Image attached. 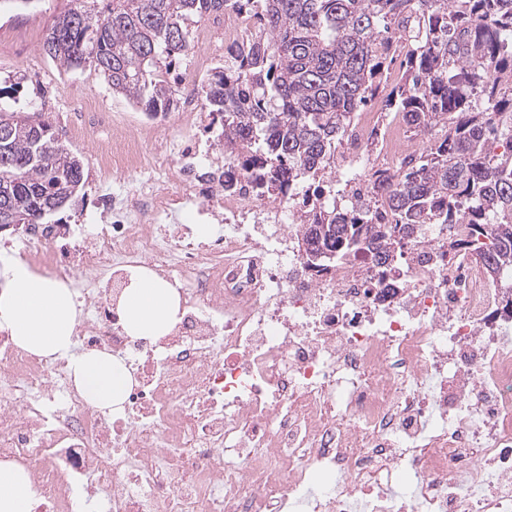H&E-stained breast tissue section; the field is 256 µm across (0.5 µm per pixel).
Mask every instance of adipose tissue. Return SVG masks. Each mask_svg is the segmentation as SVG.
<instances>
[{"mask_svg": "<svg viewBox=\"0 0 512 512\" xmlns=\"http://www.w3.org/2000/svg\"><path fill=\"white\" fill-rule=\"evenodd\" d=\"M175 288L146 268L131 271L118 314L128 335H167L179 320ZM78 307L71 287L38 273L24 260L0 261V330L21 349L46 358L69 356L73 380L86 401L101 410L119 409L132 384L124 363L111 354H74ZM37 492L27 471L0 462V512H32Z\"/></svg>", "mask_w": 512, "mask_h": 512, "instance_id": "1", "label": "adipose tissue"}]
</instances>
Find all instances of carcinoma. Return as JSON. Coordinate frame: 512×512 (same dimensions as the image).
Returning <instances> with one entry per match:
<instances>
[{
  "label": "carcinoma",
  "instance_id": "cac0c4a2",
  "mask_svg": "<svg viewBox=\"0 0 512 512\" xmlns=\"http://www.w3.org/2000/svg\"><path fill=\"white\" fill-rule=\"evenodd\" d=\"M250 1L266 37L212 77L206 104L224 117L219 145L262 194L327 180L395 42L407 54L388 107L430 140L387 183L392 223L331 195L302 213L308 265L361 249L384 264L419 225H441L454 243L464 219L471 240L489 239L481 257L512 289V0H74L41 50L65 71L89 63L113 93L167 112L163 72L191 46L187 22ZM84 173L49 121L0 109V217L51 223L78 199Z\"/></svg>",
  "mask_w": 512,
  "mask_h": 512
}]
</instances>
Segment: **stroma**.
I'll use <instances>...</instances> for the list:
<instances>
[{
	"label": "stroma",
	"mask_w": 512,
	"mask_h": 512,
	"mask_svg": "<svg viewBox=\"0 0 512 512\" xmlns=\"http://www.w3.org/2000/svg\"><path fill=\"white\" fill-rule=\"evenodd\" d=\"M69 0H0V107L16 112H39L60 139L86 162L94 160L100 129L82 139H69L67 127L75 111L93 104L124 119L141 117V108L112 93L91 65L65 71L41 52V39Z\"/></svg>",
	"instance_id": "obj_1"
}]
</instances>
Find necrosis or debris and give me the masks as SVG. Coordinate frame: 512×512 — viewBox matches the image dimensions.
<instances>
[{"label": "necrosis or debris", "instance_id": "1", "mask_svg": "<svg viewBox=\"0 0 512 512\" xmlns=\"http://www.w3.org/2000/svg\"><path fill=\"white\" fill-rule=\"evenodd\" d=\"M259 35L244 10L209 21L174 111L99 141V223L28 224L5 242L71 284L75 343L121 358L133 384L122 410H99L68 357L1 331L0 460L29 472L34 512H512V290L433 225L387 264L364 251L307 268L295 195L261 196L206 108L208 78ZM399 126L356 113L336 158L349 198L385 223L362 171L414 161L424 144ZM213 219L197 240L192 225ZM143 266L180 296L155 340L114 315Z\"/></svg>", "mask_w": 512, "mask_h": 512}]
</instances>
